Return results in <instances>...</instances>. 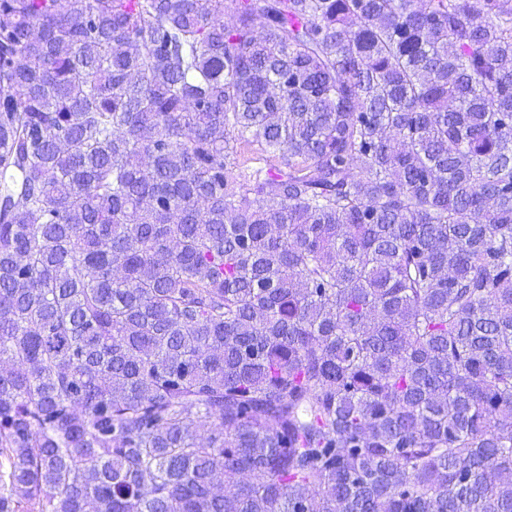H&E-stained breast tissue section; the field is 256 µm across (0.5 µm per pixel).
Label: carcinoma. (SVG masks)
Returning a JSON list of instances; mask_svg holds the SVG:
<instances>
[{"mask_svg": "<svg viewBox=\"0 0 512 512\" xmlns=\"http://www.w3.org/2000/svg\"><path fill=\"white\" fill-rule=\"evenodd\" d=\"M0 512H512V0H0Z\"/></svg>", "mask_w": 512, "mask_h": 512, "instance_id": "1", "label": "carcinoma"}]
</instances>
